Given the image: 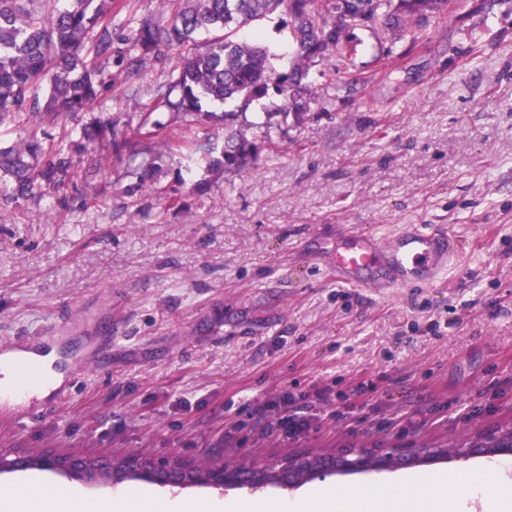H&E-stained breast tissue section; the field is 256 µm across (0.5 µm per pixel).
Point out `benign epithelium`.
Listing matches in <instances>:
<instances>
[{
    "label": "benign epithelium",
    "instance_id": "benign-epithelium-1",
    "mask_svg": "<svg viewBox=\"0 0 512 512\" xmlns=\"http://www.w3.org/2000/svg\"><path fill=\"white\" fill-rule=\"evenodd\" d=\"M367 448H349L339 454L318 456L298 455L272 466L274 484L292 487L312 475L364 472L391 469L398 464L411 466L428 463V458L445 459L448 454H436L417 448H392L375 453L374 463H369ZM44 468L57 472L69 480L86 484H118L132 478H141L163 486H189L195 484V465L185 461H158L140 454L125 456L122 467L112 466V457H89L76 453L42 454ZM32 468L30 453L0 450V474ZM257 479L250 468L238 470L215 469L204 478L206 485L223 488L251 487Z\"/></svg>",
    "mask_w": 512,
    "mask_h": 512
}]
</instances>
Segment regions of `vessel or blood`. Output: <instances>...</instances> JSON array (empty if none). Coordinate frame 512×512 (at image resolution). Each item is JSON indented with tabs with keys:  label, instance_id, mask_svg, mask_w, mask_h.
Listing matches in <instances>:
<instances>
[{
	"label": "vessel or blood",
	"instance_id": "obj_1",
	"mask_svg": "<svg viewBox=\"0 0 512 512\" xmlns=\"http://www.w3.org/2000/svg\"><path fill=\"white\" fill-rule=\"evenodd\" d=\"M461 249L457 237L435 224H406L389 237L367 229L341 234L329 254V270L351 288H406L436 281ZM65 341L58 336H27L0 346V401L16 420L41 409L43 399L68 400L74 371L64 366Z\"/></svg>",
	"mask_w": 512,
	"mask_h": 512
}]
</instances>
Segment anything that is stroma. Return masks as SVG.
Segmentation results:
<instances>
[{
    "label": "stroma",
    "mask_w": 512,
    "mask_h": 512,
    "mask_svg": "<svg viewBox=\"0 0 512 512\" xmlns=\"http://www.w3.org/2000/svg\"><path fill=\"white\" fill-rule=\"evenodd\" d=\"M177 10L113 4L100 100L31 130L64 149L94 122L111 135L73 154L59 189L17 199L0 180V343L80 312V335L112 338L70 399L23 427L1 417L0 449L271 461L512 426V0H456L413 37L380 19L351 30L347 57L310 65V109L273 128L277 152L228 172L208 166L222 108L155 106L169 51L137 75L119 56L131 25ZM157 128L187 150L164 147ZM404 224H444L463 242L439 284L380 296L330 279L338 234ZM286 393L312 406L305 437L273 432L269 403ZM484 462L320 482L358 494ZM70 486L89 499L114 491L50 470L0 474V487L35 494Z\"/></svg>",
    "instance_id": "stroma-1"
}]
</instances>
